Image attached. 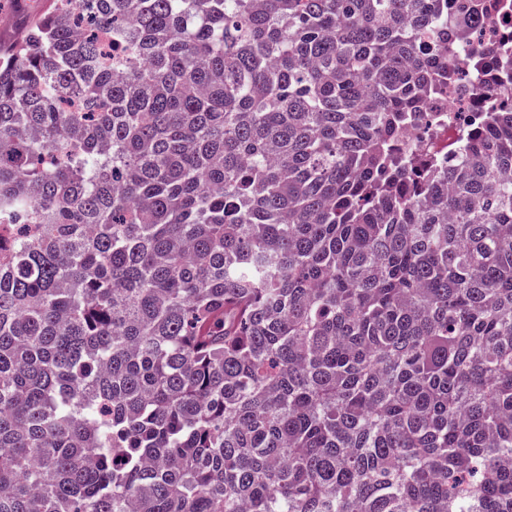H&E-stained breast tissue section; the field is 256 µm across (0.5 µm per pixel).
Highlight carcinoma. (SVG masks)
I'll return each instance as SVG.
<instances>
[{
  "instance_id": "cac0c4a2",
  "label": "carcinoma",
  "mask_w": 512,
  "mask_h": 512,
  "mask_svg": "<svg viewBox=\"0 0 512 512\" xmlns=\"http://www.w3.org/2000/svg\"><path fill=\"white\" fill-rule=\"evenodd\" d=\"M497 9L52 0L0 49V512H512V78L446 158L430 115Z\"/></svg>"
}]
</instances>
